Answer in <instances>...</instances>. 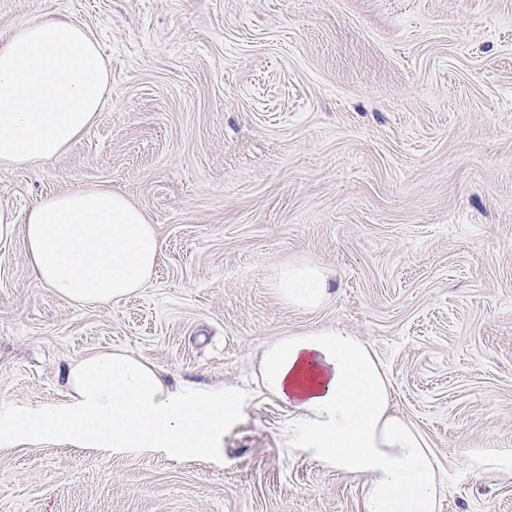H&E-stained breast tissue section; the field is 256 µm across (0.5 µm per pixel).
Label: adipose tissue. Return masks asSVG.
I'll return each instance as SVG.
<instances>
[{"label":"adipose tissue","instance_id":"obj_1","mask_svg":"<svg viewBox=\"0 0 512 512\" xmlns=\"http://www.w3.org/2000/svg\"><path fill=\"white\" fill-rule=\"evenodd\" d=\"M110 72L89 28L66 17L25 23L0 37V168L67 150L98 120ZM20 237L36 280L75 305L119 301L150 281L156 228L128 196L79 188L37 200L24 219L0 206V240ZM274 286L300 310L327 298L326 275L305 260L280 265ZM261 383L295 413L291 445L363 483L362 512H439L442 468L424 435L390 410L392 388L374 351L340 328L284 336L259 351ZM68 401L12 408L16 437H60L83 448H158L208 457L238 413L227 393L172 388L158 369L123 351L70 364Z\"/></svg>","mask_w":512,"mask_h":512}]
</instances>
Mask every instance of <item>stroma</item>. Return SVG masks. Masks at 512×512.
<instances>
[{"label": "stroma", "mask_w": 512, "mask_h": 512, "mask_svg": "<svg viewBox=\"0 0 512 512\" xmlns=\"http://www.w3.org/2000/svg\"><path fill=\"white\" fill-rule=\"evenodd\" d=\"M55 12L111 74L97 123L0 169V205L103 186L155 225L146 288L75 306L0 240V405L59 406L68 366L122 349L171 386L249 390L220 459L45 439L0 446V512H361L362 485L288 447L256 392L263 343L361 336L444 472L441 512H512V0H0V34ZM328 272L319 308L274 272ZM274 286L280 298L300 310H315L327 298L325 273L305 260H292L280 265L275 273ZM472 473L512 474V448H500L493 451L475 450L469 458Z\"/></svg>", "instance_id": "35a3bbf8"}]
</instances>
